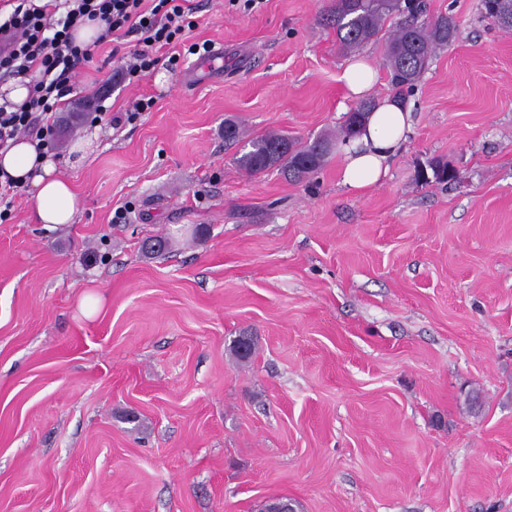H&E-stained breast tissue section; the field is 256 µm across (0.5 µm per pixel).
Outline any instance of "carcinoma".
<instances>
[{
	"label": "carcinoma",
	"mask_w": 512,
	"mask_h": 512,
	"mask_svg": "<svg viewBox=\"0 0 512 512\" xmlns=\"http://www.w3.org/2000/svg\"><path fill=\"white\" fill-rule=\"evenodd\" d=\"M481 6L487 17L512 30V0H481ZM391 19L394 26L386 37L384 66L394 96L405 102L435 50L454 40V19L445 14L428 17L424 4L408 6L405 0H332L326 12V21L336 29L338 42L346 52L379 40ZM333 145L335 141L329 136L303 143L295 137L269 132L243 143L245 151L236 157V162L254 175L278 165L300 181L324 164ZM254 347L251 338L241 336L233 342L232 351L239 359L247 360Z\"/></svg>",
	"instance_id": "carcinoma-1"
}]
</instances>
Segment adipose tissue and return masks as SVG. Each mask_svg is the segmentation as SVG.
Wrapping results in <instances>:
<instances>
[{"label": "adipose tissue", "mask_w": 512, "mask_h": 512, "mask_svg": "<svg viewBox=\"0 0 512 512\" xmlns=\"http://www.w3.org/2000/svg\"><path fill=\"white\" fill-rule=\"evenodd\" d=\"M411 107L384 99L371 112L359 135L342 148V183L352 190L377 185L406 139ZM0 173L9 175L33 198L35 223H74L77 197L70 181L57 169L52 154L39 153L34 141L20 138L0 150Z\"/></svg>", "instance_id": "ef3b65f1"}]
</instances>
